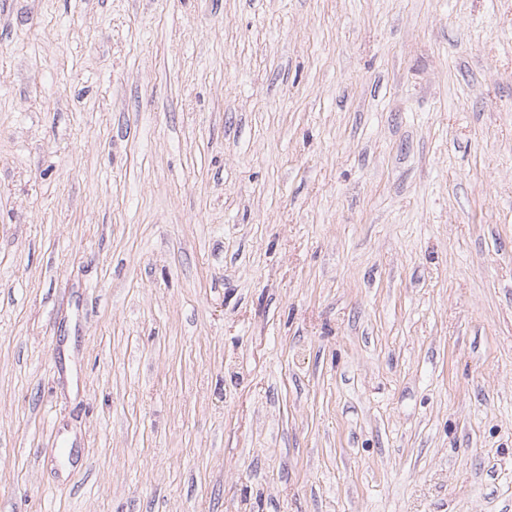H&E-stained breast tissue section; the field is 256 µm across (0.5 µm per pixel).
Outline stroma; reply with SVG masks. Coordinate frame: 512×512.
<instances>
[{
  "label": "stroma",
  "mask_w": 512,
  "mask_h": 512,
  "mask_svg": "<svg viewBox=\"0 0 512 512\" xmlns=\"http://www.w3.org/2000/svg\"><path fill=\"white\" fill-rule=\"evenodd\" d=\"M0 512H512V0H0Z\"/></svg>",
  "instance_id": "1"
}]
</instances>
